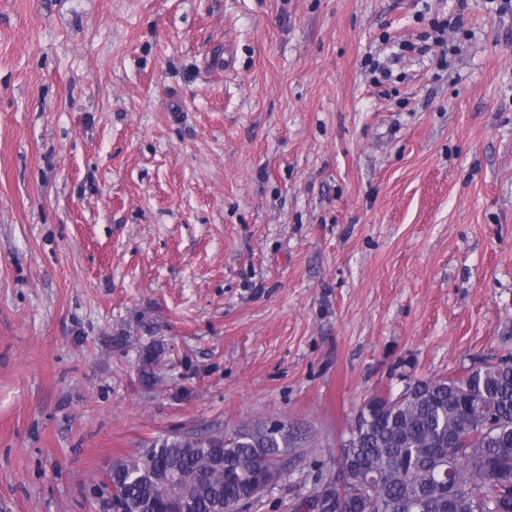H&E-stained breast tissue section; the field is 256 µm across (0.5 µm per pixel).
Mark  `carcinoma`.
I'll use <instances>...</instances> for the list:
<instances>
[{"mask_svg": "<svg viewBox=\"0 0 512 512\" xmlns=\"http://www.w3.org/2000/svg\"><path fill=\"white\" fill-rule=\"evenodd\" d=\"M162 348L142 355L141 377L156 379ZM352 456L336 460L347 482L345 512H448L445 482L462 498L479 497V512H512V358L487 360L461 377L418 380L400 397L372 399ZM491 433L475 422L488 412ZM294 444L285 427L244 424L231 434L175 433L112 465L126 512H171L188 493L195 512H228L262 495L272 471Z\"/></svg>", "mask_w": 512, "mask_h": 512, "instance_id": "carcinoma-1", "label": "carcinoma"}]
</instances>
